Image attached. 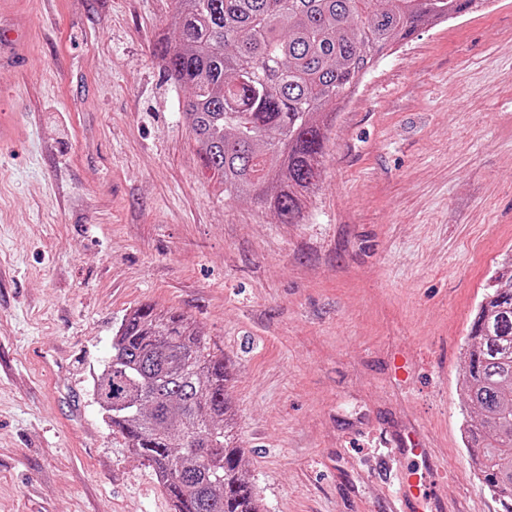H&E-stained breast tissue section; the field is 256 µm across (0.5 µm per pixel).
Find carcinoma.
I'll list each match as a JSON object with an SVG mask.
<instances>
[{"mask_svg": "<svg viewBox=\"0 0 512 512\" xmlns=\"http://www.w3.org/2000/svg\"><path fill=\"white\" fill-rule=\"evenodd\" d=\"M488 0H176L167 76L206 169L224 193L297 224L313 192L328 121L387 50L428 23ZM460 389L476 476L512 512V263L471 325ZM224 350L183 314L142 304L112 339L94 396L112 431L147 462L173 512H265L243 464Z\"/></svg>", "mask_w": 512, "mask_h": 512, "instance_id": "1", "label": "carcinoma"}]
</instances>
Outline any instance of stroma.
Masks as SVG:
<instances>
[{"mask_svg":"<svg viewBox=\"0 0 512 512\" xmlns=\"http://www.w3.org/2000/svg\"><path fill=\"white\" fill-rule=\"evenodd\" d=\"M0 66V512H172L93 384L123 318L175 310L223 349L267 512H385L376 444L459 512L467 330L512 255V0L424 25L341 102L297 224L230 199L163 70L175 0H19Z\"/></svg>","mask_w":512,"mask_h":512,"instance_id":"obj_1","label":"stroma"}]
</instances>
